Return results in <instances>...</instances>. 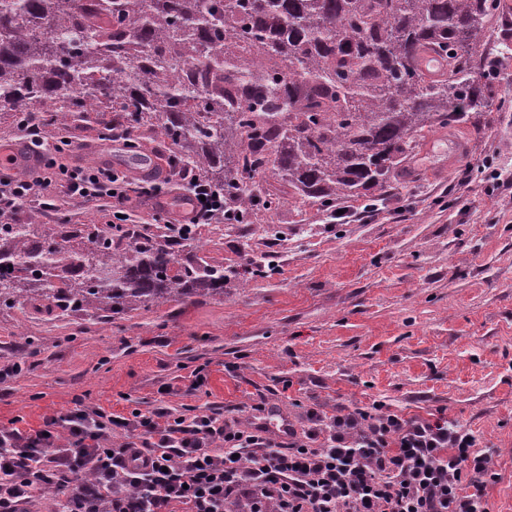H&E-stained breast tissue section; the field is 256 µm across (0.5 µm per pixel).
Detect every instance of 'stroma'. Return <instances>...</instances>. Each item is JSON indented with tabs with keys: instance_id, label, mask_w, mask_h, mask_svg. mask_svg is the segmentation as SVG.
<instances>
[{
	"instance_id": "stroma-1",
	"label": "stroma",
	"mask_w": 512,
	"mask_h": 512,
	"mask_svg": "<svg viewBox=\"0 0 512 512\" xmlns=\"http://www.w3.org/2000/svg\"><path fill=\"white\" fill-rule=\"evenodd\" d=\"M496 97L480 126L431 133L394 187L345 220L292 203L257 224L202 227L204 259L224 267L223 295L139 307L106 320L0 306V425L39 429L75 401L117 415L159 407L253 415L258 404L296 429L319 405L383 402L404 417L441 414L491 458L494 512H512V4ZM71 140L65 165L96 166L103 152L129 177L140 165L85 122L42 130ZM465 142L467 153L457 156ZM110 201L69 202L54 186L16 216L26 224L105 223ZM264 276L246 279L252 262ZM208 372L190 390L196 367Z\"/></svg>"
}]
</instances>
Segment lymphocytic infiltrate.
I'll return each mask as SVG.
<instances>
[{
  "label": "lymphocytic infiltrate",
  "instance_id": "f902f5d3",
  "mask_svg": "<svg viewBox=\"0 0 512 512\" xmlns=\"http://www.w3.org/2000/svg\"><path fill=\"white\" fill-rule=\"evenodd\" d=\"M62 150H46L41 175L0 177L1 221L55 181L76 203L111 198L117 227L131 223L133 196L160 197L175 181L188 206L175 234L221 207L188 171L135 187L109 167H58ZM306 416V430L273 431L208 409L124 417L79 403L38 430L1 425L0 512H27L51 489L69 490V512H493L490 459L447 418H406L380 403Z\"/></svg>",
  "mask_w": 512,
  "mask_h": 512
}]
</instances>
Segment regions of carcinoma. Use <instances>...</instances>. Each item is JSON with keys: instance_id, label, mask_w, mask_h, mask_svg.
I'll use <instances>...</instances> for the list:
<instances>
[{"instance_id": "carcinoma-1", "label": "carcinoma", "mask_w": 512, "mask_h": 512, "mask_svg": "<svg viewBox=\"0 0 512 512\" xmlns=\"http://www.w3.org/2000/svg\"><path fill=\"white\" fill-rule=\"evenodd\" d=\"M499 0H0V112L66 127L112 101L255 224L290 198L383 193L417 138L486 111ZM439 57L426 71L422 55ZM268 171L278 187L261 190ZM193 234L0 224V305L94 315L224 295Z\"/></svg>"}]
</instances>
